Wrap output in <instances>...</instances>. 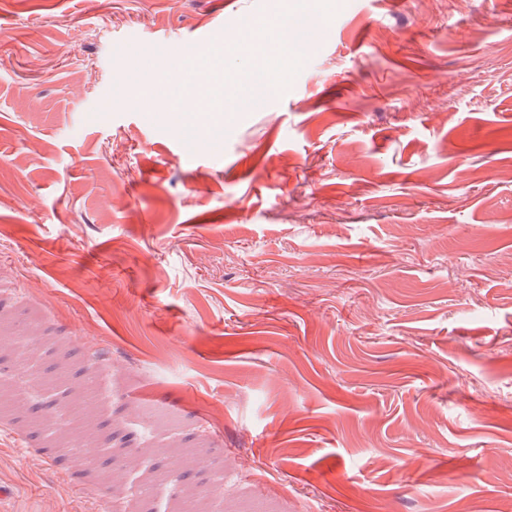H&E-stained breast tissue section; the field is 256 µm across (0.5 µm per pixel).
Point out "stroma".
<instances>
[{
  "instance_id": "1",
  "label": "stroma",
  "mask_w": 512,
  "mask_h": 512,
  "mask_svg": "<svg viewBox=\"0 0 512 512\" xmlns=\"http://www.w3.org/2000/svg\"><path fill=\"white\" fill-rule=\"evenodd\" d=\"M190 36L206 111L132 108ZM0 56V512H512V0H0Z\"/></svg>"
}]
</instances>
